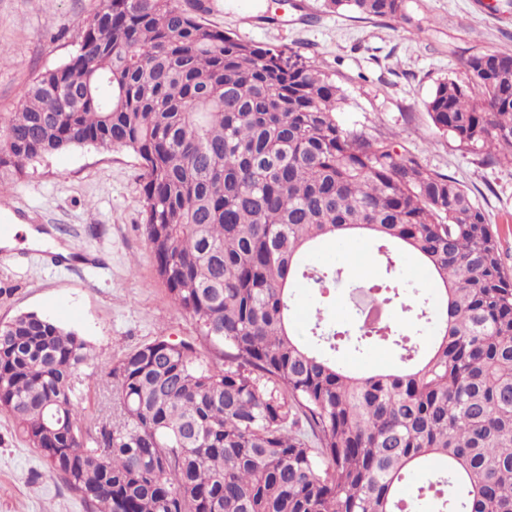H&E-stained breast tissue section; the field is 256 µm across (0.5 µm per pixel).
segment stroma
Masks as SVG:
<instances>
[{
	"instance_id": "35a3bbf8",
	"label": "stroma",
	"mask_w": 512,
	"mask_h": 512,
	"mask_svg": "<svg viewBox=\"0 0 512 512\" xmlns=\"http://www.w3.org/2000/svg\"><path fill=\"white\" fill-rule=\"evenodd\" d=\"M99 0H0V113L22 104L23 89L42 71L66 62L75 49L76 21ZM205 21L236 39L298 55L333 75L346 101L344 126L391 138L423 164L459 180L498 229L502 259L512 272V166L482 162L441 134L424 107L436 83L462 79L461 64L476 52L512 53V0H406L399 23L333 11L325 0H209ZM143 170L125 150L84 147L27 165L0 193V219L16 217L72 253L47 262V247L0 248V322L34 312L76 331L88 359L76 379L85 424L112 416L106 385L113 362L164 337L193 342L211 360L191 317L173 303L158 279L142 230ZM375 249L356 237L331 241L312 258L315 267L343 269L330 295L296 291L295 314L306 324L317 311L336 326L356 319L354 287L378 264L360 270ZM339 363L357 374L400 364L385 345L340 351ZM0 512H85L0 411Z\"/></svg>"
}]
</instances>
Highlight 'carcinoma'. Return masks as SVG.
<instances>
[{"instance_id":"carcinoma-1","label":"carcinoma","mask_w":512,"mask_h":512,"mask_svg":"<svg viewBox=\"0 0 512 512\" xmlns=\"http://www.w3.org/2000/svg\"><path fill=\"white\" fill-rule=\"evenodd\" d=\"M406 19L405 0H327ZM178 0H100L69 60L0 113V187L85 146L143 169L158 276L225 365L158 338L112 364V419L82 427L73 330L34 312L0 324V410L89 512H512V274L499 233L453 177L340 124L345 95L316 66L210 27ZM425 101L434 126L512 165V55L462 62ZM366 235L386 259L364 296L394 310L392 251L422 261L410 329L297 328L295 288L343 270L310 254ZM383 341L402 368L353 374L336 349ZM416 472L428 486H415Z\"/></svg>"}]
</instances>
